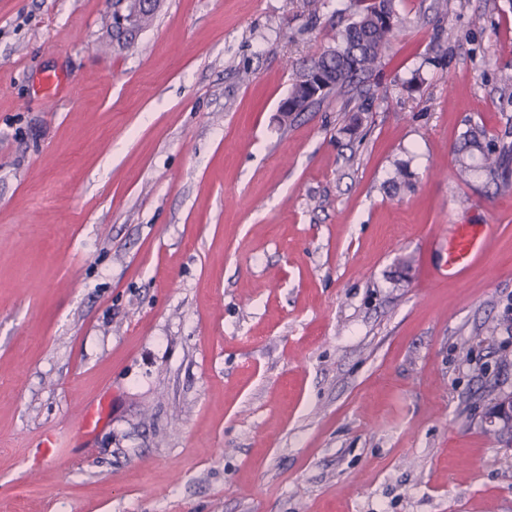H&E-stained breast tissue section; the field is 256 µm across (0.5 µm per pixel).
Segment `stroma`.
Listing matches in <instances>:
<instances>
[{"label": "stroma", "instance_id": "1", "mask_svg": "<svg viewBox=\"0 0 512 512\" xmlns=\"http://www.w3.org/2000/svg\"><path fill=\"white\" fill-rule=\"evenodd\" d=\"M349 5L162 0L105 52L112 0H0V512H512V188L454 173L512 141V0H396L282 118ZM366 1H354L362 7L352 14L334 46L312 56L296 72L288 96L294 87H303L313 68L320 71L326 82L334 85L333 92L340 93L375 66L390 47L400 26L393 0H369L362 4ZM512 164V142L490 138L483 127L470 126L463 134L455 169L458 177L467 180L482 174L488 181L511 188L509 173ZM496 228L493 224L478 226L459 224L447 246V271L449 276H462L484 254V243Z\"/></svg>", "mask_w": 512, "mask_h": 512}]
</instances>
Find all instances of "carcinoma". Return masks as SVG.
Wrapping results in <instances>:
<instances>
[{
	"label": "carcinoma",
	"mask_w": 512,
	"mask_h": 512,
	"mask_svg": "<svg viewBox=\"0 0 512 512\" xmlns=\"http://www.w3.org/2000/svg\"><path fill=\"white\" fill-rule=\"evenodd\" d=\"M146 0H114V11L122 12L128 22L126 34L110 25L112 42L121 48L131 43L133 36L150 26L159 0L146 10ZM361 4L350 21L339 33L335 45L311 57L296 72L292 86H302L309 71L316 68L323 79L334 85L340 93L360 75L372 69L390 47L400 29L394 9V0H355ZM458 177L463 180L475 174L503 188H511L512 142L495 140L480 126H471L463 134V143L455 160Z\"/></svg>",
	"instance_id": "1"
}]
</instances>
